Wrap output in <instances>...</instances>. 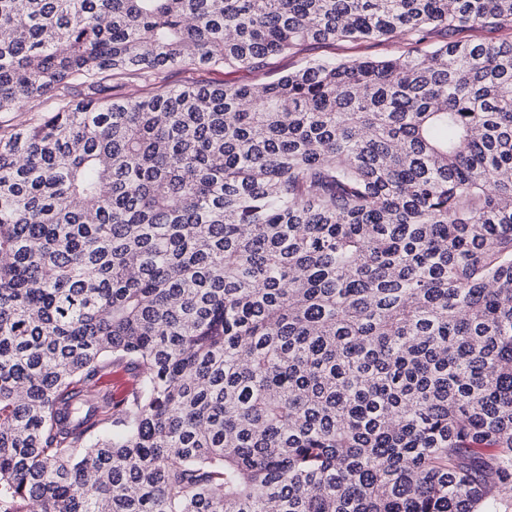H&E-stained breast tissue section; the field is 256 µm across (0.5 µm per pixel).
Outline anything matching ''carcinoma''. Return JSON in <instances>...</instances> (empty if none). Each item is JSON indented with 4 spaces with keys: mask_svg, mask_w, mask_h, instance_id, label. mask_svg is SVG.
<instances>
[{
    "mask_svg": "<svg viewBox=\"0 0 512 512\" xmlns=\"http://www.w3.org/2000/svg\"><path fill=\"white\" fill-rule=\"evenodd\" d=\"M471 28L512 0H0V512H496L512 40ZM403 45V41L398 39L388 43L367 42L345 53L356 58L380 59L399 54L403 50ZM259 78H261V75L256 76V73L246 71L225 74L224 71H210L206 69L171 70L168 75L167 83L170 87H178L192 82L219 83L225 80L238 82V84H251L256 82Z\"/></svg>",
    "mask_w": 512,
    "mask_h": 512,
    "instance_id": "carcinoma-1",
    "label": "carcinoma"
}]
</instances>
